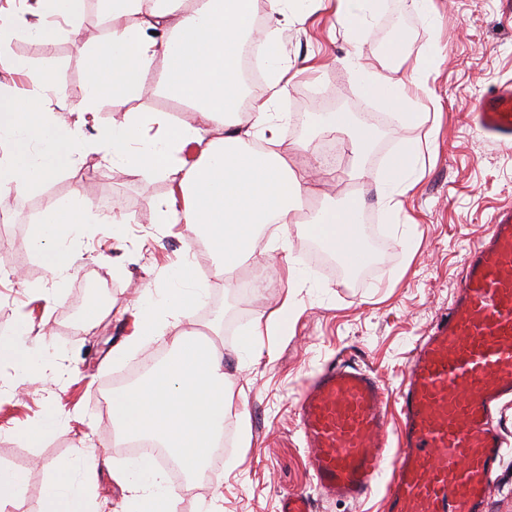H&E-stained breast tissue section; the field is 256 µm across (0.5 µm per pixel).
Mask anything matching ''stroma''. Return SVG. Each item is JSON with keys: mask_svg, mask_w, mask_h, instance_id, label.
<instances>
[{"mask_svg": "<svg viewBox=\"0 0 512 512\" xmlns=\"http://www.w3.org/2000/svg\"><path fill=\"white\" fill-rule=\"evenodd\" d=\"M432 24L418 16L412 0H382L350 36L337 22L330 0H312L305 21H290L283 31L281 61L294 79L272 106L279 149L295 171L305 169L309 154L319 153L325 138L313 135L318 111L357 117L373 108L383 118L363 159L366 174L352 181L351 152L336 166V191L323 194L310 182L303 199L310 212L346 197L364 204L365 238L379 236L365 271L348 276L322 271L310 259L315 239L305 222L267 225L251 264L261 268L268 285L242 294L224 285L211 254L191 255V234L181 224H162L158 203L170 191L166 175L143 188L131 170L112 168L101 154L83 152L55 177L19 195L0 215V334L26 317L31 333L26 346L41 368L20 377L10 361H0V465L27 467L26 487L18 505L6 512H41L48 477L75 451L86 448L108 458L87 487L102 512H125L126 493L112 478L129 455L119 447L126 437L113 422L112 398L129 385L133 366L169 351L176 328L153 336L133 350L125 344L134 331L137 300L143 291L173 287L174 267L187 268L203 298L192 327L224 357L227 408L224 426L230 445L216 480L197 483L182 493L177 512H279L286 493H312L307 448L298 427L297 403L303 386L329 360L370 367L394 399L409 358L460 285L469 250L484 236L493 214L512 206V149L493 145L470 122L482 98L512 81V0H435ZM407 41L398 60L400 77L422 75L412 89L421 118L404 122L395 109L367 95L358 69L384 71L397 35ZM81 31L64 33L46 45L12 40L9 52L49 68L61 92L52 109L76 105L86 86V53ZM181 105L162 93L130 101L102 103L86 139L114 114L165 112L177 116ZM307 142V151L297 143ZM421 144L425 170L400 211L387 215L378 205L376 175L386 159L405 145ZM109 196L123 208L117 224H78L64 240L77 259L63 276L50 274L31 245L33 227L46 202ZM305 274L288 280L289 267ZM291 296L297 309L288 334L260 336L251 356L240 341L261 313ZM95 297L99 318L88 321L81 310ZM57 428L38 443L26 437L47 414ZM507 453L493 484L491 512H512V402L497 416ZM249 441H242V432Z\"/></svg>", "mask_w": 512, "mask_h": 512, "instance_id": "stroma-1", "label": "stroma"}]
</instances>
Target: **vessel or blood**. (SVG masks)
<instances>
[{"label": "vessel or blood", "mask_w": 512, "mask_h": 512, "mask_svg": "<svg viewBox=\"0 0 512 512\" xmlns=\"http://www.w3.org/2000/svg\"><path fill=\"white\" fill-rule=\"evenodd\" d=\"M490 142L512 148V81L472 114ZM512 398V206L470 250L446 312L415 347L388 429L385 391L370 368L329 362L298 402L317 496L358 502L386 477V512H490L504 461L494 416Z\"/></svg>", "instance_id": "obj_1"}]
</instances>
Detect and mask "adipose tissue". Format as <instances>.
<instances>
[{
  "instance_id": "obj_1",
  "label": "adipose tissue",
  "mask_w": 512,
  "mask_h": 512,
  "mask_svg": "<svg viewBox=\"0 0 512 512\" xmlns=\"http://www.w3.org/2000/svg\"><path fill=\"white\" fill-rule=\"evenodd\" d=\"M83 2L6 0L0 6V140L9 146L0 157V177L7 181L0 188V209L9 192L37 188L71 163L83 124L97 116L107 97L139 99L157 90L193 112V122L174 125L161 113L128 112L99 131L96 141L105 147L104 160L117 169L137 170L144 184L174 174L159 220L205 236L217 258L216 274L232 282L235 270L254 253L260 227L291 223L304 191L303 177L280 152L258 151L249 144L256 131L274 130L269 106L280 97L288 74L279 64L281 28L269 27L260 46L267 63L279 66L268 82L269 95L244 114L238 107V51L253 26L250 0H187L181 8L174 0H111L108 38L86 41L90 69L85 95L72 108L76 124L69 125L51 112L47 99L11 84V75L24 74L43 90L54 87L49 70L13 56L7 46L17 37L44 40L51 20L78 21ZM158 60L163 73L154 87L143 82L142 74ZM360 78L366 93L398 108L405 121L419 120L408 90L419 84V76L406 81L364 70ZM315 130L350 133L354 152L361 154L371 147L377 128L352 124L343 112H327L318 116ZM188 143L199 153L198 163L189 167L177 160L180 147ZM420 154L419 146L411 144L389 161L377 183L378 200L387 209L399 207L400 197L416 186ZM91 210L81 196L46 205L33 242L51 274H62L75 263V253L61 240L75 221H87ZM361 212L354 199L331 205L316 213L308 229L341 262L363 261ZM172 276L177 287L141 297L138 334L129 339V348L162 335L168 320L190 318L202 294L190 287L188 270H174ZM112 476L129 494L127 512H176L178 495L151 459L134 458ZM42 512H90L86 487L70 465H61L47 485Z\"/></svg>"
}]
</instances>
